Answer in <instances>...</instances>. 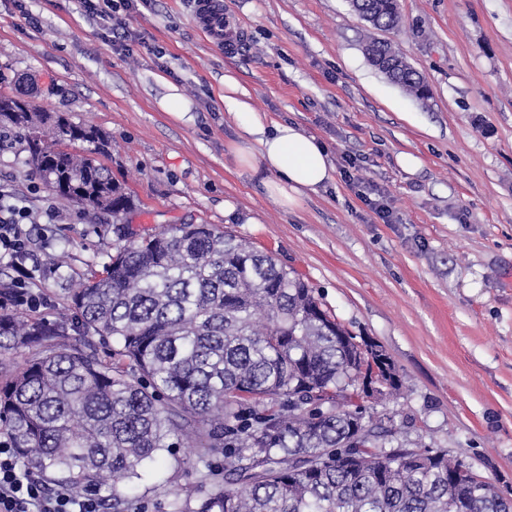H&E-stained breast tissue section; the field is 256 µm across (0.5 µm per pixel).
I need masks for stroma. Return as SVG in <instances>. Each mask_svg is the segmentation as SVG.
<instances>
[{
  "label": "stroma",
  "mask_w": 512,
  "mask_h": 512,
  "mask_svg": "<svg viewBox=\"0 0 512 512\" xmlns=\"http://www.w3.org/2000/svg\"><path fill=\"white\" fill-rule=\"evenodd\" d=\"M195 0L126 13L145 46L117 50L77 0H0V96L91 125L109 139L95 160L125 185L123 226L58 200L25 141L0 147V187L35 218L42 318L71 320V288L128 238L165 224H212L294 268L324 310L382 345L404 387L390 402L395 439L445 448L512 493V0H399V32L373 29L349 0H224L236 50L214 44ZM388 40L429 84L420 101L368 62ZM235 76L268 122L298 124L335 166L356 157L384 190L383 223L336 174L300 206L264 187L262 162L240 168L239 129L224 107ZM177 92L178 117L161 101ZM418 161L405 169L399 157ZM59 219L46 234L42 213Z\"/></svg>",
  "instance_id": "obj_1"
}]
</instances>
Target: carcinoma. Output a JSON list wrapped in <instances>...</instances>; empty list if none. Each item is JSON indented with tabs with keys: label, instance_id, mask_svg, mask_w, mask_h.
I'll list each match as a JSON object with an SVG mask.
<instances>
[{
	"label": "carcinoma",
	"instance_id": "obj_1",
	"mask_svg": "<svg viewBox=\"0 0 512 512\" xmlns=\"http://www.w3.org/2000/svg\"><path fill=\"white\" fill-rule=\"evenodd\" d=\"M373 26L397 30L398 0H361ZM371 65L419 100L424 78L388 41ZM27 105L11 119L30 162L63 200L110 212L132 200L108 169L63 148L108 142L93 126ZM80 337L61 322L0 311V433L22 469L112 512H508L488 478L443 448L391 445L384 407L402 388L385 349L321 308L308 283L211 224L132 238L74 288ZM194 449L203 470L168 490Z\"/></svg>",
	"mask_w": 512,
	"mask_h": 512
}]
</instances>
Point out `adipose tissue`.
<instances>
[{
	"label": "adipose tissue",
	"instance_id": "obj_1",
	"mask_svg": "<svg viewBox=\"0 0 512 512\" xmlns=\"http://www.w3.org/2000/svg\"><path fill=\"white\" fill-rule=\"evenodd\" d=\"M224 104L233 113L240 140L233 149L237 165L251 166L261 157L271 178L267 187L279 195L284 207L318 192L334 179L335 167L323 145L299 126L276 123L266 126L264 117L250 103L247 92L233 77L224 79Z\"/></svg>",
	"mask_w": 512,
	"mask_h": 512
}]
</instances>
